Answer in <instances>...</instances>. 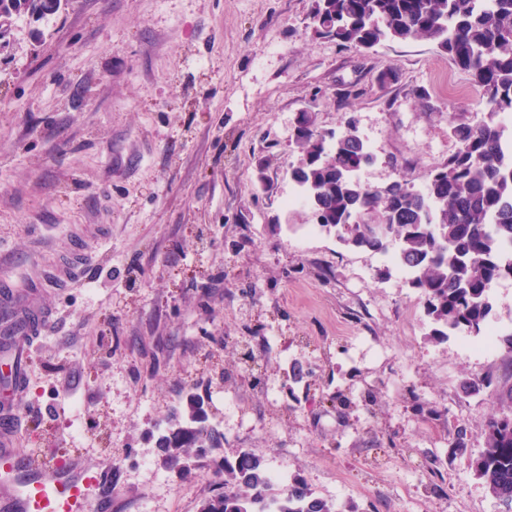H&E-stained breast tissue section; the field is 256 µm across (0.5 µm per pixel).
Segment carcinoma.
Listing matches in <instances>:
<instances>
[{
  "instance_id": "cac0c4a2",
  "label": "carcinoma",
  "mask_w": 512,
  "mask_h": 512,
  "mask_svg": "<svg viewBox=\"0 0 512 512\" xmlns=\"http://www.w3.org/2000/svg\"><path fill=\"white\" fill-rule=\"evenodd\" d=\"M0 10L41 16L40 0H0ZM314 34L368 50L385 38L430 40L481 88L483 118L449 116L454 151L429 173L426 190L404 179L383 186L363 184L358 172L371 160L368 145L348 118L341 132L315 127L300 114L295 144L299 164L290 178L304 195L313 223L345 226L351 246L385 253L412 270L409 285L425 297L433 336L464 331L481 336L490 323L493 282L512 277V156L504 151V129L495 120L512 110V0H316ZM485 444L470 455L469 467L488 492L512 506V384L499 392ZM204 400L190 397L187 409L158 433L157 447L168 469L191 472L207 448L224 441L209 423ZM201 512H340L296 476L288 487L270 482V470L247 449L224 460V490Z\"/></svg>"
}]
</instances>
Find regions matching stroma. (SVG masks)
Wrapping results in <instances>:
<instances>
[{
	"label": "stroma",
	"instance_id": "35a3bbf8",
	"mask_svg": "<svg viewBox=\"0 0 512 512\" xmlns=\"http://www.w3.org/2000/svg\"><path fill=\"white\" fill-rule=\"evenodd\" d=\"M314 5L69 0L0 17V277L24 287L85 262L42 295L54 322L31 350L17 446L111 461L112 512H200L242 449L340 512H507L467 453L512 357L431 338L422 294L381 254L303 236L307 211L283 205L299 113L321 131L354 117L374 155L363 184L422 189L454 150L442 84L470 88L461 112L481 90L428 40L317 38ZM467 377L490 385L464 395ZM191 390L244 408L211 403L224 442L180 477L152 433Z\"/></svg>",
	"mask_w": 512,
	"mask_h": 512
}]
</instances>
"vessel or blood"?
I'll return each instance as SVG.
<instances>
[{
    "mask_svg": "<svg viewBox=\"0 0 512 512\" xmlns=\"http://www.w3.org/2000/svg\"><path fill=\"white\" fill-rule=\"evenodd\" d=\"M50 314L36 289L0 282V512H102L112 496V465L78 456L36 458L16 450L28 389L26 357Z\"/></svg>",
    "mask_w": 512,
    "mask_h": 512,
    "instance_id": "obj_1",
    "label": "vessel or blood"
}]
</instances>
